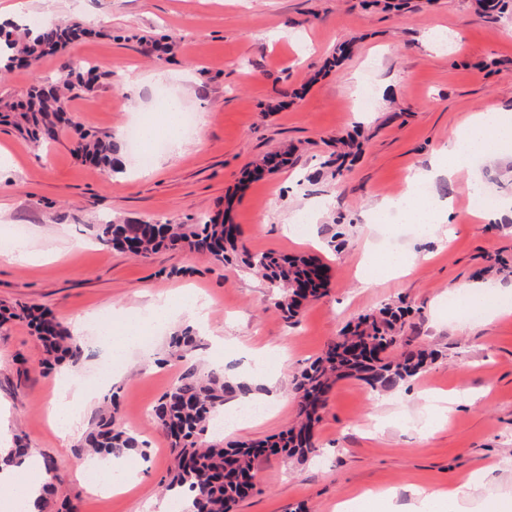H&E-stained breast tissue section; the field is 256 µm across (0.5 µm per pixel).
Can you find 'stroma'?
Returning a JSON list of instances; mask_svg holds the SVG:
<instances>
[{
  "label": "stroma",
  "mask_w": 512,
  "mask_h": 512,
  "mask_svg": "<svg viewBox=\"0 0 512 512\" xmlns=\"http://www.w3.org/2000/svg\"><path fill=\"white\" fill-rule=\"evenodd\" d=\"M26 17L76 19L96 29L70 47L104 69L89 94L68 100L69 117L102 133L155 116L166 93L181 110L199 115L180 145H150L151 162L137 169L130 146L124 173L107 176L78 160L69 133L36 148L0 126V232L50 253L49 261L18 266L0 254V304L52 310L60 322L74 314L137 313L150 298L186 288L209 301L200 343L186 358L172 355L182 317L151 331L148 348L134 351L112 372L119 416L146 445L126 462L135 474L128 491H92L78 471V438L57 436L47 422L56 375L42 366L43 350L25 321L0 326V404L8 408L13 439L34 448L52 467L46 512L63 503L77 512H154L171 465L169 442L150 415L156 400L188 364L225 366L249 374L261 355L265 375L278 379L276 408L213 443L259 440L285 429L296 414L294 375L359 315L382 304L413 308L405 333L434 349L436 361L393 393H376L354 378L339 380L315 431L318 452L297 461L259 458L256 489L236 512H336L338 502L366 490L392 493L394 512H410L415 487L428 491L481 478L477 499L512 495V315L464 320L441 302L449 285L478 283L512 292V275L491 270L493 257L512 266V227L470 213L469 186L512 201V149L476 171L437 178L426 192L452 199L451 238L419 234L402 217L380 233L378 206L407 187L413 170L429 168L450 129L472 112L494 106L512 113V17L481 15L472 0H410L388 11L370 0H26ZM177 33L173 50L146 52L139 37ZM351 51L339 70L323 65L340 44ZM64 56H48L38 72L0 75V103L22 99L56 78ZM138 88H131L132 78ZM360 131L362 156L341 176L320 175L336 140ZM293 147V162L247 180L262 155ZM318 181H309L310 173ZM314 208L308 236L284 231ZM227 213L240 243L252 253L317 256L328 268L329 294L305 304L295 323L272 307L266 283L208 258L162 250L142 259L116 252L95 237L94 224L154 218L187 224ZM345 244L333 248L336 229ZM74 239L86 241L78 251ZM402 250L427 259L404 276L367 287L358 279L365 250ZM173 267L184 275L170 276ZM470 393L452 414L436 398Z\"/></svg>",
  "instance_id": "35a3bbf8"
}]
</instances>
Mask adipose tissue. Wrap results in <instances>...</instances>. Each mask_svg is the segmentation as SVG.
<instances>
[{
    "mask_svg": "<svg viewBox=\"0 0 512 512\" xmlns=\"http://www.w3.org/2000/svg\"><path fill=\"white\" fill-rule=\"evenodd\" d=\"M508 144L512 145V113L488 106L475 112L466 124L452 132L445 152L455 168H472L495 147ZM444 171L441 165L433 171H417L409 178L405 192L398 199L382 205L381 213L405 216L424 234L446 223L452 201L429 200L422 189L423 184ZM202 309L197 296L181 292L155 301L144 313L126 317L123 332H116L109 320L96 324L93 331L106 344L109 355L122 360L137 348L148 331L163 328L180 315L199 314ZM94 399V392L67 373L60 376L57 393L48 403L46 413L60 435L66 437L78 423L82 410L92 406ZM83 472L91 476L92 486L98 490L121 493L131 485V477L118 458L84 464ZM48 483L47 469L36 456L27 458L21 466L0 469V512H37V504L44 497ZM478 486V477L469 476L450 489L418 497L413 512H467Z\"/></svg>",
    "mask_w": 512,
    "mask_h": 512,
    "instance_id": "adipose-tissue-1",
    "label": "adipose tissue"
}]
</instances>
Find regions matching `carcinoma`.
<instances>
[{
	"label": "carcinoma",
	"instance_id": "1",
	"mask_svg": "<svg viewBox=\"0 0 512 512\" xmlns=\"http://www.w3.org/2000/svg\"><path fill=\"white\" fill-rule=\"evenodd\" d=\"M478 9L496 19L512 14V0H475ZM89 34L76 21L31 25L12 24L0 28V69L17 64L33 73L40 70L44 57L63 53L70 44ZM100 77L99 66L79 65L76 57L67 64L54 83L32 87L23 100L0 107V125H10L36 145L58 139L62 126L72 130V152L112 177L123 172L120 147L108 133H90L66 118L64 104L71 98L91 92ZM342 150L325 161L340 173L356 158L363 145L354 136L338 139ZM292 149L264 156L253 168L257 175L273 172L288 163ZM98 240L120 252L147 256L158 249L181 248L226 265L238 250V233L233 224L218 216L200 220L189 230L181 224L153 220L115 222L96 225ZM241 262L267 281L275 291L273 306L285 318L297 316L302 301L317 300L327 292L328 280L320 275L323 266L305 255L286 256L276 252L242 253ZM411 309L387 304L380 310L362 315L348 330L327 344L322 354L293 379L298 406V422L289 429L263 441H241L222 447L206 441L215 412L225 401L245 395L249 386L232 382L224 371H202L189 366L152 407V416L171 443L176 465L165 490L192 493L193 512H234L245 496L246 484L254 480V464L268 454L304 458L317 451L315 429L329 394L342 378H356L373 391L389 392L422 373L436 359V353L411 346L401 336L405 317ZM27 321L41 342L48 362L78 363L84 349L50 311L41 307H21L17 311L0 310V325L11 319ZM195 331L186 327L171 337L172 353L181 357L198 347ZM93 457H118L144 447L138 434L119 423L116 395L110 406L97 410L90 429L79 443ZM33 454L25 444H16L0 464H20Z\"/></svg>",
	"mask_w": 512,
	"mask_h": 512
}]
</instances>
